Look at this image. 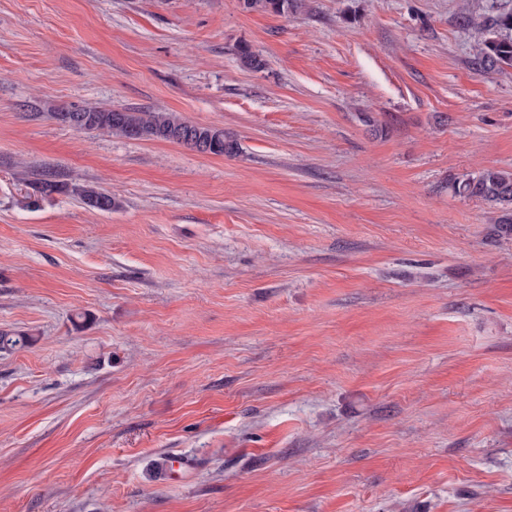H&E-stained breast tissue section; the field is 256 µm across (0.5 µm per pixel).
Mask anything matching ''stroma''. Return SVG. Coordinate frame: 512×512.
<instances>
[{
  "label": "stroma",
  "mask_w": 512,
  "mask_h": 512,
  "mask_svg": "<svg viewBox=\"0 0 512 512\" xmlns=\"http://www.w3.org/2000/svg\"><path fill=\"white\" fill-rule=\"evenodd\" d=\"M511 8L0 0V332L33 338L0 353V512H512V239L451 189L512 171V67L466 21ZM298 0H240L244 11L262 10L279 15H288L295 12L299 5ZM76 109L87 115L85 125L75 127L67 123L66 115ZM50 117L79 132L109 131L133 140L157 139L183 146L190 139L205 144L204 153L215 156H231L239 151L236 140L224 137V128L194 124L173 112L62 106L51 112ZM79 195L86 206L99 211H112L119 206L118 201L112 197L111 193L94 187H84L80 190Z\"/></svg>",
  "instance_id": "1"
}]
</instances>
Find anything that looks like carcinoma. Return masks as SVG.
<instances>
[{
    "label": "carcinoma",
    "instance_id": "carcinoma-1",
    "mask_svg": "<svg viewBox=\"0 0 512 512\" xmlns=\"http://www.w3.org/2000/svg\"><path fill=\"white\" fill-rule=\"evenodd\" d=\"M245 11L262 10L279 15L293 13L298 0H240ZM478 25L484 39L475 49V64L483 72H490L504 65L512 66V10L500 11L492 16L466 17ZM241 65L251 71H261L265 61L244 43L237 47ZM84 113L86 124L77 127L79 132L109 131L128 139H157L186 145L190 140L206 145L204 153L215 156H231L239 151L236 140L224 137V129L216 126L188 122L173 112L148 110L107 109L87 106ZM455 194L479 200L500 212L493 228L500 238L512 237V171L487 168L452 184ZM79 195L83 203L99 211L107 212L119 206L112 194L94 187H85ZM32 337L21 334L0 333V352H11L30 344Z\"/></svg>",
    "mask_w": 512,
    "mask_h": 512
}]
</instances>
